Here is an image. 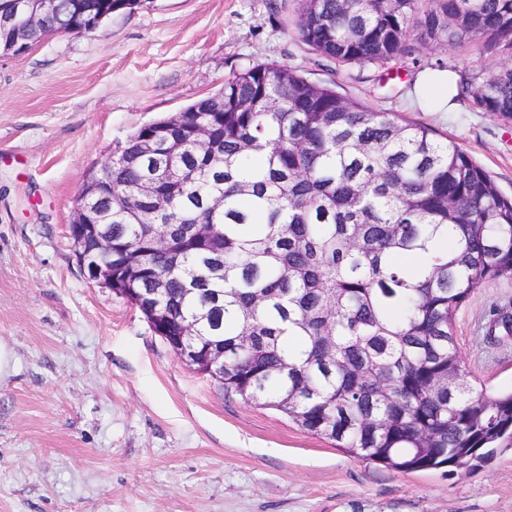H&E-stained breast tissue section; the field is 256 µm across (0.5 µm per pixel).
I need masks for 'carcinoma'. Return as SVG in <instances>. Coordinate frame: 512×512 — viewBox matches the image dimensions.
I'll return each instance as SVG.
<instances>
[{
  "instance_id": "carcinoma-1",
  "label": "carcinoma",
  "mask_w": 512,
  "mask_h": 512,
  "mask_svg": "<svg viewBox=\"0 0 512 512\" xmlns=\"http://www.w3.org/2000/svg\"><path fill=\"white\" fill-rule=\"evenodd\" d=\"M294 25L337 64L414 60L430 42L512 58V0H301ZM460 94L511 116L512 65ZM154 125L172 148L144 154L137 130L90 201L113 293L161 289L160 314L224 347L225 392L354 458L454 474L512 449V391L478 382L453 334L482 283L512 279V199L456 142L273 62ZM197 125L213 128L205 155ZM159 165L185 176L151 190Z\"/></svg>"
}]
</instances>
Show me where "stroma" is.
<instances>
[{
  "instance_id": "obj_1",
  "label": "stroma",
  "mask_w": 512,
  "mask_h": 512,
  "mask_svg": "<svg viewBox=\"0 0 512 512\" xmlns=\"http://www.w3.org/2000/svg\"><path fill=\"white\" fill-rule=\"evenodd\" d=\"M298 7L142 0L91 34L0 56V343L14 360L0 377V512H512V450L454 475L353 458L187 367L79 267L69 225L87 169L257 63L448 135L512 198V117L408 97L432 64L485 72L478 45L425 46L384 81L302 43ZM499 315L512 316V279L483 283L454 323L494 391L512 389V336L483 339Z\"/></svg>"
}]
</instances>
